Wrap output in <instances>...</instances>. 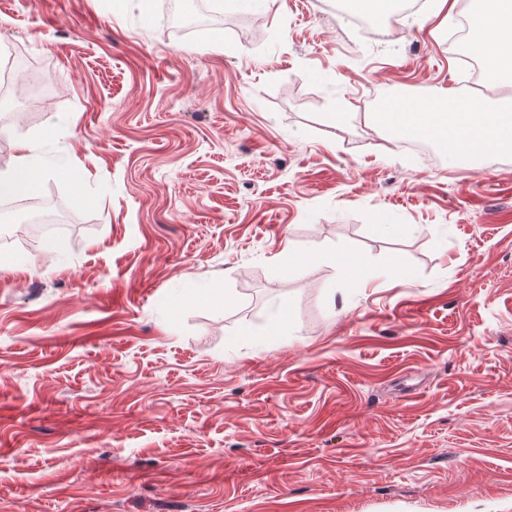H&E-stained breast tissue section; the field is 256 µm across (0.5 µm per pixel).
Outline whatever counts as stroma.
Here are the masks:
<instances>
[{"label": "stroma", "mask_w": 512, "mask_h": 512, "mask_svg": "<svg viewBox=\"0 0 512 512\" xmlns=\"http://www.w3.org/2000/svg\"><path fill=\"white\" fill-rule=\"evenodd\" d=\"M167 2L0 0V168L41 137L77 224L0 267V512H512V156L362 110L463 90L457 21L261 0L180 35Z\"/></svg>", "instance_id": "35a3bbf8"}]
</instances>
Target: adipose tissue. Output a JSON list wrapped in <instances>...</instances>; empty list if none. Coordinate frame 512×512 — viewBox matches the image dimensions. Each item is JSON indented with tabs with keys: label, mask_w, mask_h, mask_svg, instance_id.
Masks as SVG:
<instances>
[{
	"label": "adipose tissue",
	"mask_w": 512,
	"mask_h": 512,
	"mask_svg": "<svg viewBox=\"0 0 512 512\" xmlns=\"http://www.w3.org/2000/svg\"><path fill=\"white\" fill-rule=\"evenodd\" d=\"M450 13L468 16L476 34L486 86L512 81V0H480L469 12V0H438ZM378 123L395 135H415L441 145L448 154H512V107H486L475 98L446 92L426 105L383 104ZM40 142L33 139L15 148L10 164L0 168V197L38 196L35 168Z\"/></svg>",
	"instance_id": "ef3b65f1"
}]
</instances>
